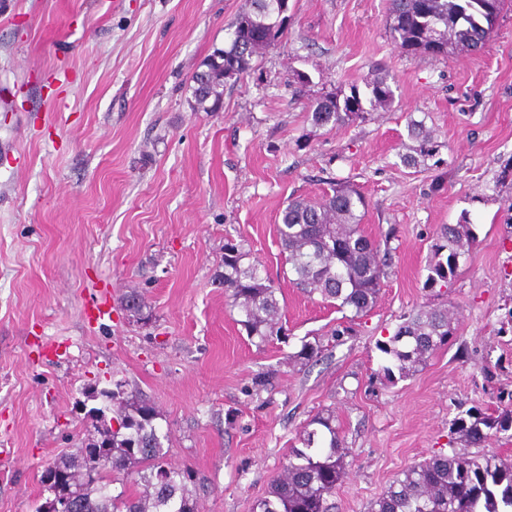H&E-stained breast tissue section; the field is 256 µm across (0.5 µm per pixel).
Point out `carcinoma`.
<instances>
[{"label": "carcinoma", "instance_id": "1", "mask_svg": "<svg viewBox=\"0 0 512 512\" xmlns=\"http://www.w3.org/2000/svg\"><path fill=\"white\" fill-rule=\"evenodd\" d=\"M251 10L230 25L235 39L216 48L204 61L205 70L193 77L194 106L215 109L224 96V83L251 69L262 51L259 25L265 0H250ZM506 0H390L386 24L394 44L410 55H439L446 45L479 51L490 39L485 17L502 12ZM370 108H365L359 87L350 94L336 92L319 97L311 112L317 127L362 123L371 112L387 107L393 90L387 78L367 84ZM366 201L361 192L333 184L317 198L297 197L281 212L277 235L291 283L309 295L319 294L353 323L375 307L385 278L391 273L394 229L384 235L386 245L365 234L362 221ZM475 240L468 221L445 224L431 245L432 257L424 283L427 288L448 287L457 274L453 262ZM224 293L231 308L242 316L250 338L262 347L278 336L280 304L277 288L251 258L245 241H224ZM451 335L448 310L424 307L409 314L377 349L387 364L379 374L392 380L407 378ZM322 353L320 342H305L291 356L305 365ZM116 391H101L112 401V419L118 429L101 443L103 465L91 474L85 469L90 445L78 454L60 458L68 470L62 485L49 486L41 477L42 492L66 502V512H198L189 486L199 479L190 468L172 467L165 461L163 442L168 434L156 424L154 404L120 383ZM452 452L435 454L397 474L372 502L370 512H512V460L482 452L487 440H512V409L486 412L470 408L452 420ZM301 447L288 452L280 473L272 479L267 496L253 512H332L330 497L349 466V450L340 439L336 415L318 411L299 434ZM123 476V489H110L111 477Z\"/></svg>", "mask_w": 512, "mask_h": 512}]
</instances>
